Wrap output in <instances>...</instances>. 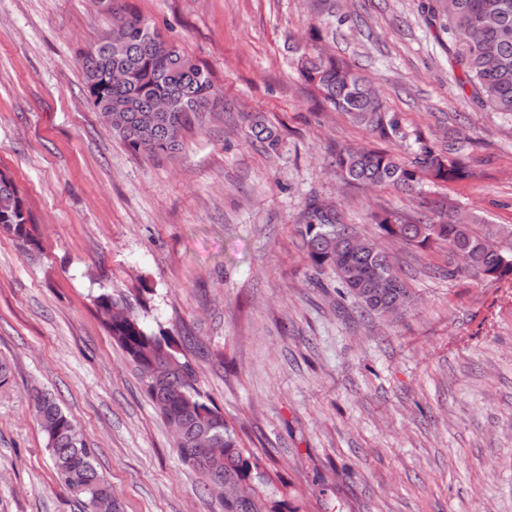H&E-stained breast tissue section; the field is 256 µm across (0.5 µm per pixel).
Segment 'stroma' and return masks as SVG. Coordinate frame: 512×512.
Listing matches in <instances>:
<instances>
[{"label":"stroma","mask_w":512,"mask_h":512,"mask_svg":"<svg viewBox=\"0 0 512 512\" xmlns=\"http://www.w3.org/2000/svg\"><path fill=\"white\" fill-rule=\"evenodd\" d=\"M423 0H0V171L37 247L0 233V512H83L52 469L28 390L77 422L121 512H221L93 298L148 289L144 326L189 336L201 391L255 458L275 512H512V278H447L448 250L388 249L415 301L361 314L315 277L298 219L336 203L375 215L448 196L512 224V114L475 105ZM133 14L211 74L221 104L183 150H129L86 100L83 52ZM336 55L379 91L380 139L327 104L299 53ZM280 132L267 151L250 132ZM434 145L467 179L418 194L365 187L336 149L413 159Z\"/></svg>","instance_id":"obj_1"}]
</instances>
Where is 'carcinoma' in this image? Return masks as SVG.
<instances>
[{
	"label": "carcinoma",
	"instance_id": "obj_1",
	"mask_svg": "<svg viewBox=\"0 0 512 512\" xmlns=\"http://www.w3.org/2000/svg\"><path fill=\"white\" fill-rule=\"evenodd\" d=\"M439 14L456 45L461 85L470 87L472 102L512 113V0H441V9L430 6L432 17ZM124 23L130 28V38L120 54L101 52L106 42L103 38L93 47L95 55L84 57L86 95L93 106L102 97L112 100L109 130L132 151L174 153L182 148L184 131L204 121L216 98L211 74L141 18L130 16ZM115 64L127 69L125 82L110 87L94 83L97 75ZM298 70L317 86L327 103L354 124L382 137L396 131L397 123L384 111L373 85L343 61L322 54L304 55ZM160 97L173 101L172 111H153ZM252 133L269 149L279 145V134L271 126L257 122ZM334 164L354 183L392 187L409 195L427 181L457 182L469 176L465 164L448 160L431 146L423 147L410 161L384 148L343 147L336 151ZM426 209L434 215L427 222L399 212L377 217L381 237L420 248L434 242L448 245L450 278L462 272L490 279L512 275L511 224H484L478 229L445 198L426 201ZM29 223L31 216L17 186L0 172V229L27 244ZM299 224L310 266L334 272L337 297L351 298L364 311L380 317L396 316L407 309L412 294L402 271L392 265L388 252L346 223L336 205L307 204ZM94 305L105 330L135 368L159 416L165 420L172 414L179 420L182 435L175 448L181 462L207 486L224 483L222 512H269L266 495L250 474L249 459L239 448L235 431L198 386L196 370L185 352L186 337L148 331L139 313L146 307L140 293L103 292L94 297ZM29 397L60 484L81 499L85 512H93L95 502L112 499V485L96 467L95 450L52 394L33 388ZM205 430L215 447L224 449V456L193 453L196 436Z\"/></svg>",
	"mask_w": 512,
	"mask_h": 512
}]
</instances>
